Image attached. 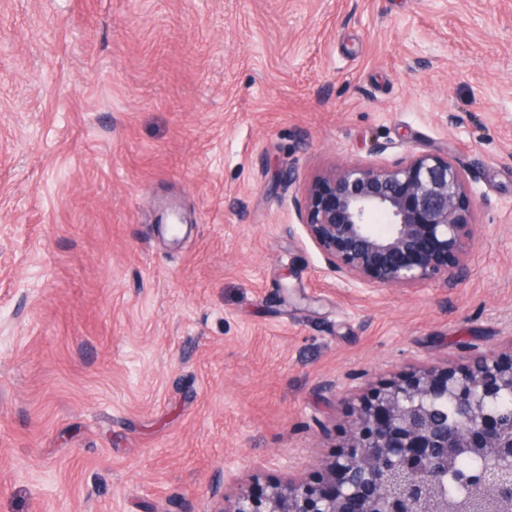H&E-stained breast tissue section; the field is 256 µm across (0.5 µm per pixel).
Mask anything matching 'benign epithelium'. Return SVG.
<instances>
[{"label": "benign epithelium", "mask_w": 512, "mask_h": 512, "mask_svg": "<svg viewBox=\"0 0 512 512\" xmlns=\"http://www.w3.org/2000/svg\"><path fill=\"white\" fill-rule=\"evenodd\" d=\"M464 171L438 151L394 163L346 164L316 176L297 200L298 219L334 272L370 287L450 284L475 242ZM512 395V349L463 368H412L351 402L344 449L322 484L288 480L263 496L241 487L214 512H448L437 494L457 450L494 460L462 478L512 494V415L492 404ZM461 403L453 423L425 407Z\"/></svg>", "instance_id": "7a95c632"}]
</instances>
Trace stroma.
Here are the masks:
<instances>
[{
  "label": "stroma",
  "mask_w": 512,
  "mask_h": 512,
  "mask_svg": "<svg viewBox=\"0 0 512 512\" xmlns=\"http://www.w3.org/2000/svg\"><path fill=\"white\" fill-rule=\"evenodd\" d=\"M434 149L463 276L346 285L296 198ZM511 347L512 0H0V512L313 482L349 399Z\"/></svg>",
  "instance_id": "1"
}]
</instances>
